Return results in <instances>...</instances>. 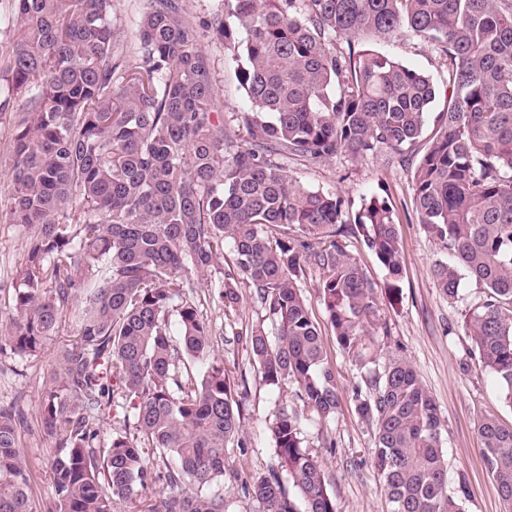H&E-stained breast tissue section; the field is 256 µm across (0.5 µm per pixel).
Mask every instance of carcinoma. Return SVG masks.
Wrapping results in <instances>:
<instances>
[{
    "mask_svg": "<svg viewBox=\"0 0 512 512\" xmlns=\"http://www.w3.org/2000/svg\"><path fill=\"white\" fill-rule=\"evenodd\" d=\"M11 2L16 38L0 44V120L13 130L5 216L30 236L4 337L36 356L71 330L41 409L55 512H227L217 491L227 474L260 512H337L301 431L304 412L333 420L341 404L301 288L310 273L360 370L351 399L374 428L371 463L391 512H465L438 406L409 362L379 364L375 284L337 240L347 226L386 271L389 303H401L392 206L374 194L352 215L341 193L302 183L286 160L401 164L436 113L411 169L413 211L452 257L433 269L436 287L455 299L465 275L485 289L462 330L512 407V0H224L199 22L181 0H149L129 48L115 39V0ZM204 30L237 62L251 102L239 113L244 140L224 133ZM399 36L443 60L440 107L428 75L372 48ZM215 273L225 319L245 283L265 310L246 333L260 383L297 386L269 424L275 463L250 480L226 466V449L245 447L244 404L194 296ZM110 417L123 429L99 448ZM478 432L512 512V425L488 413ZM39 470L19 451L15 411L0 408V512H38Z\"/></svg>",
    "mask_w": 512,
    "mask_h": 512,
    "instance_id": "obj_1",
    "label": "carcinoma"
}]
</instances>
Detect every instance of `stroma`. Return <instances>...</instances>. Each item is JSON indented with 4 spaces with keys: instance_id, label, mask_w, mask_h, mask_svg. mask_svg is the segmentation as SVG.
Segmentation results:
<instances>
[{
    "instance_id": "35a3bbf8",
    "label": "stroma",
    "mask_w": 512,
    "mask_h": 512,
    "mask_svg": "<svg viewBox=\"0 0 512 512\" xmlns=\"http://www.w3.org/2000/svg\"><path fill=\"white\" fill-rule=\"evenodd\" d=\"M202 46L213 62L224 129L237 133V115L250 107L235 77L237 65L223 43L206 36ZM375 47L430 75L435 84H442L445 68L430 44L401 37L376 42ZM288 170L309 186L336 189L355 209L377 192L389 199L401 235L403 300L399 305H390L387 300L386 273L375 256L355 237L342 239L378 285L375 303L383 328L374 335V347L379 360H387L393 354L407 359L435 399L444 419L448 476H464L468 483L467 512H502L477 423L482 414L491 412L512 425V407L505 403L493 374L479 364L471 341L458 331L464 315L483 302L485 292L474 281L466 280L452 301L436 288L431 271L436 263L447 261L448 253L426 236L411 208L409 168L400 164L387 168L372 160L353 162L344 157L316 163L294 156L288 161ZM28 243V229L0 220V325L8 324L13 313L18 274ZM196 295L199 309L212 329L216 351L223 356L236 385L247 391L246 445L227 449L228 464L244 476L266 473L274 446L267 429L269 420L282 403L292 399L295 388L261 384L244 341L225 336L224 312L218 304L216 286H198ZM323 340L336 368L341 406L334 420L324 423L313 416L304 420V444L323 461L337 512H390L386 490L370 463L373 432L356 413L351 400V389L359 375L331 332H324ZM58 346V341H51L35 357L7 348L0 350V407L13 405L22 412L18 426L22 451L33 461L47 460L55 451L53 440L43 430L40 413ZM329 439L335 440V451L325 449L324 443Z\"/></svg>"
}]
</instances>
